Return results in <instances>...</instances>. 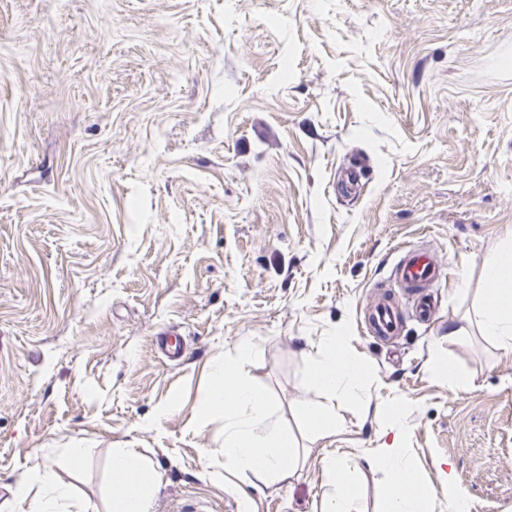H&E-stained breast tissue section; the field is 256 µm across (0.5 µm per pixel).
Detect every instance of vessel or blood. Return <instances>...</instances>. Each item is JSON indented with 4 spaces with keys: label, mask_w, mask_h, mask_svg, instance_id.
<instances>
[{
    "label": "vessel or blood",
    "mask_w": 512,
    "mask_h": 512,
    "mask_svg": "<svg viewBox=\"0 0 512 512\" xmlns=\"http://www.w3.org/2000/svg\"><path fill=\"white\" fill-rule=\"evenodd\" d=\"M440 275L441 265L434 255L412 247L403 248L395 276L413 299V317L421 320L430 316L429 289ZM402 327V306L399 301L390 295L381 296L369 317L368 330L371 335L387 342L398 336Z\"/></svg>",
    "instance_id": "obj_1"
}]
</instances>
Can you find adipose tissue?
<instances>
[{
    "instance_id": "1",
    "label": "adipose tissue",
    "mask_w": 512,
    "mask_h": 512,
    "mask_svg": "<svg viewBox=\"0 0 512 512\" xmlns=\"http://www.w3.org/2000/svg\"><path fill=\"white\" fill-rule=\"evenodd\" d=\"M484 275L482 331L499 349L511 352L512 244L487 261ZM252 352L250 344H243L236 356L225 359L211 372L208 403L224 418L225 469L213 475L219 482L228 469L245 478L261 475L274 481L299 467L296 438L283 428L268 392L248 377L247 365ZM366 375L364 362L347 355L338 337H325L310 376V383L320 397L297 410V417L310 436L319 437L335 429L332 399L356 398ZM401 412L400 403L384 405L385 428L393 432L394 438L389 445L370 452L371 458L383 464L387 471L382 512H430L433 492L419 481L410 457L401 446ZM323 470L328 484L340 487L341 492L327 495L321 512H353L352 474L346 460L327 454ZM110 477L112 499L107 512H150L158 473L138 449H113ZM72 499L70 487L48 467L21 481L11 499L0 503V512H99L97 505L88 501L72 506Z\"/></svg>"
}]
</instances>
